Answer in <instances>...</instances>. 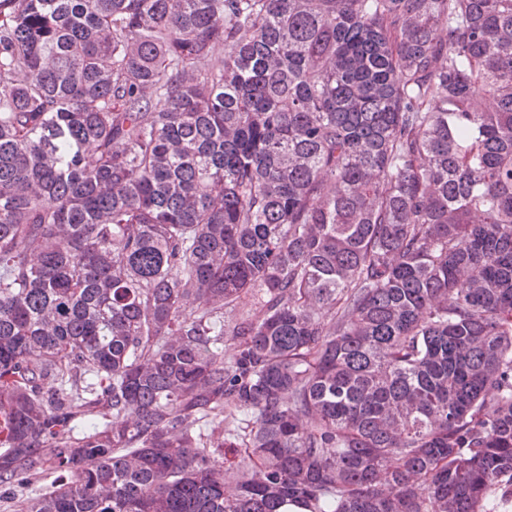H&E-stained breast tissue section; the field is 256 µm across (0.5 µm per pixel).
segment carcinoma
Listing matches in <instances>:
<instances>
[{"instance_id":"carcinoma-1","label":"carcinoma","mask_w":512,"mask_h":512,"mask_svg":"<svg viewBox=\"0 0 512 512\" xmlns=\"http://www.w3.org/2000/svg\"><path fill=\"white\" fill-rule=\"evenodd\" d=\"M49 474L500 512L512 0H0V486Z\"/></svg>"}]
</instances>
